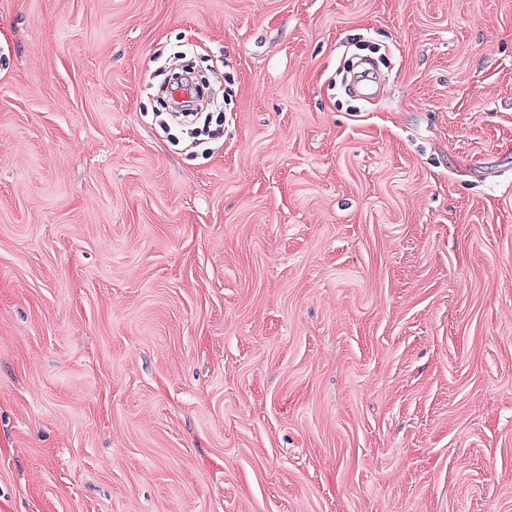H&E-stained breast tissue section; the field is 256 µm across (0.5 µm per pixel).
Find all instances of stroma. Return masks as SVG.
Here are the masks:
<instances>
[{
  "label": "stroma",
  "mask_w": 512,
  "mask_h": 512,
  "mask_svg": "<svg viewBox=\"0 0 512 512\" xmlns=\"http://www.w3.org/2000/svg\"><path fill=\"white\" fill-rule=\"evenodd\" d=\"M0 512H512V0H0Z\"/></svg>",
  "instance_id": "stroma-1"
}]
</instances>
